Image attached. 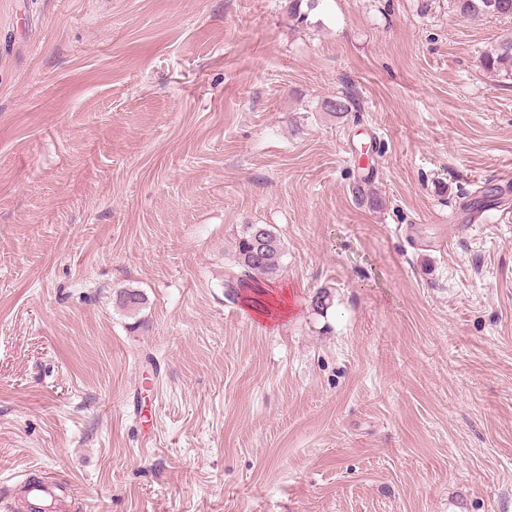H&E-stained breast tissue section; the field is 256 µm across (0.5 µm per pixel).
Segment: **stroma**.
Masks as SVG:
<instances>
[{"label": "stroma", "instance_id": "35a3bbf8", "mask_svg": "<svg viewBox=\"0 0 512 512\" xmlns=\"http://www.w3.org/2000/svg\"><path fill=\"white\" fill-rule=\"evenodd\" d=\"M507 28L0 0V480L82 512H512V76L480 63ZM246 224L286 246L273 325L225 294Z\"/></svg>", "mask_w": 512, "mask_h": 512}]
</instances>
